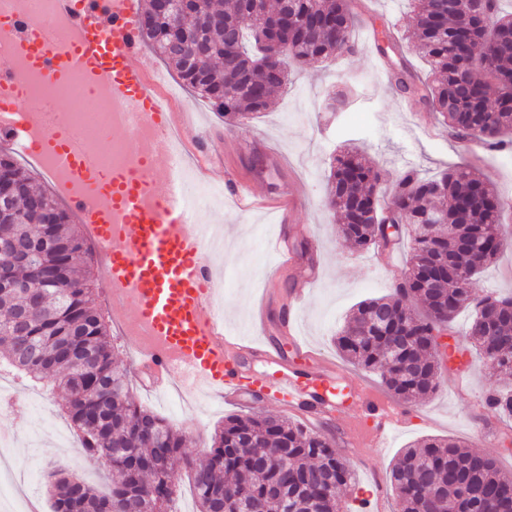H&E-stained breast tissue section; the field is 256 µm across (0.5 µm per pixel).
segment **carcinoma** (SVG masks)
<instances>
[{"mask_svg": "<svg viewBox=\"0 0 512 512\" xmlns=\"http://www.w3.org/2000/svg\"><path fill=\"white\" fill-rule=\"evenodd\" d=\"M409 38L429 63L432 79L418 83L404 59L392 67L390 84L448 125V135L486 150H501L512 129V12L499 0H411ZM212 14L222 26H208ZM150 21L141 40L174 65L190 90L231 120L261 114L290 83L292 67L351 53L356 22L352 0H279L254 12L252 0H190L174 18L145 0ZM288 45L278 64L263 61L259 35ZM0 168L14 188L10 209L0 213V235L18 232L35 240L29 263L17 269L32 295L0 285V366L64 392L62 410L79 432L84 454L105 466L103 493L79 479L75 499L51 495V512H106L134 504L138 512H175L178 475H189L197 512H238L262 503L268 491L288 488L294 512H340L339 491L352 479L346 461L323 436L303 424L268 414H231L202 455L185 450L181 432L132 400L133 376L120 366L111 320L98 303L97 249L72 223L56 194L34 187L11 151H0ZM392 184L390 203L378 205V189ZM327 205L340 214L341 236L357 251L393 244L383 225L426 223L435 206H447V228L435 239L414 232L406 263L410 291L359 302L335 338L343 356L364 371H378L399 398L416 402L439 384L440 361L432 332L446 330L462 309H471L469 340L500 375L512 376V306L495 307L492 295L465 296L458 274L476 280L502 248L498 226L512 202L502 199L475 168L461 164L431 178L406 170L396 177L366 161L358 148L335 156L328 175ZM418 299L423 311L411 308ZM30 310L26 334L9 335ZM398 330L415 337L407 366L388 364ZM491 413L512 418V391H494ZM288 450L287 458L275 454ZM398 512H423L438 497V512H512V473L493 458L453 439L428 438L406 449L392 470ZM154 489L135 499L142 487Z\"/></svg>", "mask_w": 512, "mask_h": 512, "instance_id": "1", "label": "carcinoma"}]
</instances>
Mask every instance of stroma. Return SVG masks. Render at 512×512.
I'll return each instance as SVG.
<instances>
[{
	"label": "stroma",
	"instance_id": "1",
	"mask_svg": "<svg viewBox=\"0 0 512 512\" xmlns=\"http://www.w3.org/2000/svg\"><path fill=\"white\" fill-rule=\"evenodd\" d=\"M358 24L352 32L356 51L330 63L304 64L297 68L295 83L277 98L268 112L246 115L232 126L213 112L200 97L182 88L176 71H162L178 88L183 107L197 120L198 134L224 158L223 167L213 169L207 181L224 187L225 179H244L261 198H273L299 183L304 187L302 203L287 224H279L276 211L240 212L229 197H222L199 210L194 223L224 227V252L213 254L222 266L224 280L218 299L224 308V325H247L257 305H264L263 326L257 336L278 341L281 325L295 319L300 339L321 358L339 360L334 342L352 308L360 301L389 294L405 270L407 251L393 250L389 259L376 251L356 252L340 237L338 220L326 204L327 175L332 158L340 150L354 146L391 174L413 169L424 176L445 171L449 164L478 161L480 170L500 195L512 200V158L450 139L442 119L427 112L414 99L394 96L390 86L391 59L380 57L374 48L376 33L388 30L402 40L401 50L419 73L428 67L413 51L405 35L412 24L408 0H354ZM343 90L347 103L339 111H325L326 94ZM286 233L294 249V266L273 271L270 241ZM500 234L506 245L496 261L473 284L476 294L512 296V214H505ZM307 250H300V242ZM309 292L297 310H290L289 297L297 288ZM148 373L135 376L134 401L149 408L182 429L187 450L206 447L225 415L236 408L214 396L194 406L183 405L176 396L163 397L151 391ZM19 391H30L40 408L20 416L0 405V436L10 439L7 465L0 466V484L8 477L26 474L40 466L32 499L39 512H50V483L44 472L50 464H62L72 472L88 469L93 485H104L103 470L89 459L72 438V429L61 414L59 393L51 383ZM512 388V377L500 376L486 366L475 350L442 364L437 390L422 402L405 403L406 426L395 428L384 447L362 446V418L359 412L343 413L334 428L324 435L335 438L337 429L350 428L354 444L341 449L354 483L395 498L391 470L402 452L426 438H454L472 449L491 456L507 472H512V448L504 442V426L495 419L483 420L481 403L492 389Z\"/></svg>",
	"mask_w": 512,
	"mask_h": 512
}]
</instances>
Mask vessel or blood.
<instances>
[{"label":"vessel or blood","mask_w":512,"mask_h":512,"mask_svg":"<svg viewBox=\"0 0 512 512\" xmlns=\"http://www.w3.org/2000/svg\"><path fill=\"white\" fill-rule=\"evenodd\" d=\"M57 10L70 27L62 47L56 46L51 27L1 17L0 32L13 34L7 58H23L49 78L67 69L84 70L91 81L111 90L134 122L173 128L181 139L189 138L190 126L150 84L151 63L141 51L139 0H57ZM18 98L17 72L1 69L0 145L5 147L27 139L35 121L34 113L19 108ZM38 142L80 180L77 189L68 191V203L101 251V280L116 295L113 318L146 325L161 343L160 350L144 354L153 390L180 381L234 403L248 392L317 427L353 406L370 425L372 448L382 445L394 425L407 423L404 409L389 407L335 364L314 371L283 358L277 343L225 329L202 249L208 230L192 223L178 177L187 156L172 152L166 140H158L141 176L114 178L111 200L104 206L95 192L97 154L75 137L56 139L48 130Z\"/></svg>","instance_id":"vessel-or-blood-1"}]
</instances>
